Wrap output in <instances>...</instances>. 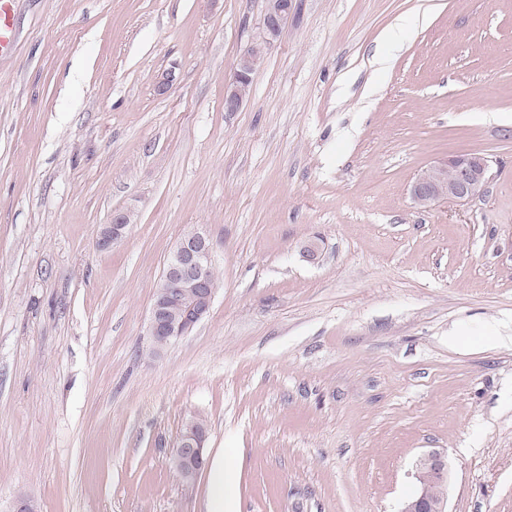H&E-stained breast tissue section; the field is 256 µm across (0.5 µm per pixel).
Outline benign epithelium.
I'll list each match as a JSON object with an SVG mask.
<instances>
[{"label": "benign epithelium", "instance_id": "1", "mask_svg": "<svg viewBox=\"0 0 512 512\" xmlns=\"http://www.w3.org/2000/svg\"><path fill=\"white\" fill-rule=\"evenodd\" d=\"M297 7V0H266L249 43L255 53L267 58ZM250 71L251 60L239 57L224 90V111L237 112L248 100ZM491 167L492 160L484 153L450 155L429 165L417 176L411 186V199L423 208L440 200L468 202L484 194L491 178ZM129 224V213H114L112 222L102 225L97 246L112 247L125 237ZM214 260L215 245L203 225L193 226L179 238L164 274V287L153 295L148 335L164 337V345L168 346L183 337L181 324L184 320L197 324L208 316L214 299V290L209 287ZM205 434V426L196 417H190L170 453L169 461L188 485L196 483L206 465V449L198 446V438ZM415 479L419 484L418 493L404 503L401 512H447V496H431L432 488L448 480L447 456L432 452L420 458Z\"/></svg>", "mask_w": 512, "mask_h": 512}]
</instances>
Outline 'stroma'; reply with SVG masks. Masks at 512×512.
I'll list each match as a JSON object with an SVG mask.
<instances>
[{
	"mask_svg": "<svg viewBox=\"0 0 512 512\" xmlns=\"http://www.w3.org/2000/svg\"><path fill=\"white\" fill-rule=\"evenodd\" d=\"M299 2L230 114L265 0H14L0 512H207L208 474L188 490L168 463L193 414L235 472L224 512H400L431 452L448 512H512V0ZM473 151L482 197L414 204L422 169ZM196 224L221 285L149 356ZM242 55L236 63L232 79L227 83L224 90V110L230 114L238 112L250 96L249 83L251 77L249 73L251 71V60L248 57H242ZM129 224V213L124 211L114 213L111 224L102 225L97 239V246L101 249L112 247V244L125 237Z\"/></svg>",
	"mask_w": 512,
	"mask_h": 512,
	"instance_id": "obj_1",
	"label": "stroma"
}]
</instances>
